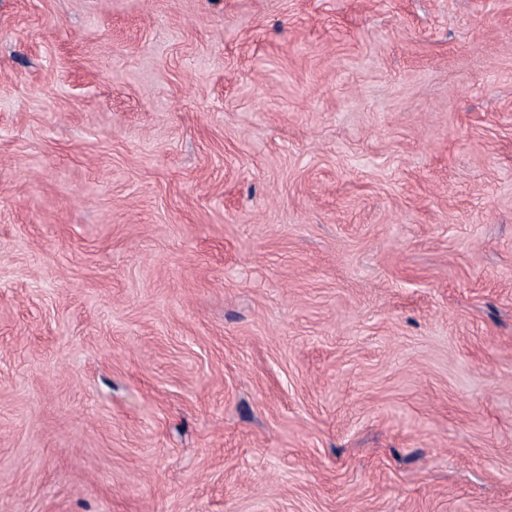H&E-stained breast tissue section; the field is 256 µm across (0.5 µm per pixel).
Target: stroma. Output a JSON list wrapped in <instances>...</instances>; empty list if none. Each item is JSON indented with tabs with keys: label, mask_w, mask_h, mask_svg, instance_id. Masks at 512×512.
<instances>
[{
	"label": "stroma",
	"mask_w": 512,
	"mask_h": 512,
	"mask_svg": "<svg viewBox=\"0 0 512 512\" xmlns=\"http://www.w3.org/2000/svg\"><path fill=\"white\" fill-rule=\"evenodd\" d=\"M0 512H512V0H0Z\"/></svg>",
	"instance_id": "stroma-1"
}]
</instances>
